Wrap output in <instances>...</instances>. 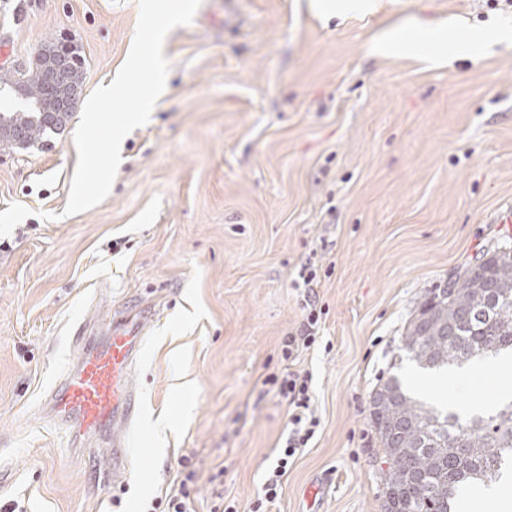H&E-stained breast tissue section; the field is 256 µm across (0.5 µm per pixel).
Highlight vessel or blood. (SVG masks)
Here are the masks:
<instances>
[{"mask_svg":"<svg viewBox=\"0 0 512 512\" xmlns=\"http://www.w3.org/2000/svg\"><path fill=\"white\" fill-rule=\"evenodd\" d=\"M82 325L78 363L62 372L51 392L52 415L72 427L76 436L108 439L112 452L106 464L96 465L98 483L120 481L128 444L125 431L137 419L141 394L131 381L144 344L141 320L131 312L117 313L102 341H94Z\"/></svg>","mask_w":512,"mask_h":512,"instance_id":"1","label":"vessel or blood"}]
</instances>
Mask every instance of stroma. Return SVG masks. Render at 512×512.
<instances>
[{"label":"stroma","instance_id":"obj_1","mask_svg":"<svg viewBox=\"0 0 512 512\" xmlns=\"http://www.w3.org/2000/svg\"><path fill=\"white\" fill-rule=\"evenodd\" d=\"M202 0L165 39L168 80L147 124L121 143L108 196L65 209L88 97L131 51L139 0H0V70L49 42L75 46L82 91L64 131L0 149V501L27 512H142L194 456L195 512L224 496L249 512L286 406L264 385L303 320L295 283L316 254L324 309L313 375L321 426L276 512H384L387 465L371 423L377 386L397 377L449 410L490 395L492 366L420 368L402 336L425 299L497 243H512V40L436 62L377 57L373 37L416 23L449 32L512 28L497 0H377L321 17L310 0ZM154 302L132 375L142 410L122 481L96 487L46 408L77 361L75 329Z\"/></svg>","mask_w":512,"mask_h":512}]
</instances>
